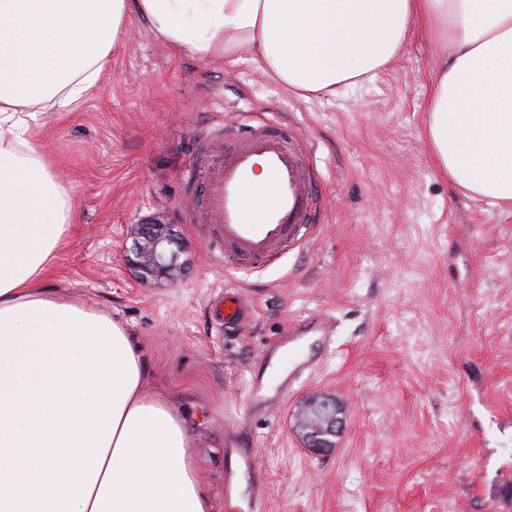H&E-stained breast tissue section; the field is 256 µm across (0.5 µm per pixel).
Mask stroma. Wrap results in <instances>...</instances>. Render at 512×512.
I'll return each instance as SVG.
<instances>
[{"instance_id": "obj_1", "label": "stroma", "mask_w": 512, "mask_h": 512, "mask_svg": "<svg viewBox=\"0 0 512 512\" xmlns=\"http://www.w3.org/2000/svg\"><path fill=\"white\" fill-rule=\"evenodd\" d=\"M438 50L416 36L371 83L304 98L253 64L201 61L132 20L99 88L28 135L72 211L48 290L87 301L135 335L151 390L184 418L212 512H228L233 435L258 450L263 498L241 512H512V212L455 191L424 137ZM268 113L297 136L325 208L302 249L237 272L206 252L198 187L206 140ZM174 224L183 273L139 278L129 225ZM249 317L216 323L211 299ZM327 315L331 340L283 400L239 399L265 347ZM335 399L322 452L292 418L305 395Z\"/></svg>"}]
</instances>
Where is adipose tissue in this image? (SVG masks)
<instances>
[{
  "label": "adipose tissue",
  "instance_id": "ef3b65f1",
  "mask_svg": "<svg viewBox=\"0 0 512 512\" xmlns=\"http://www.w3.org/2000/svg\"><path fill=\"white\" fill-rule=\"evenodd\" d=\"M134 19L325 97L424 33L441 56L424 103L441 174L512 208V0H0V512L211 509L131 332L43 286L71 208L29 123L72 111Z\"/></svg>",
  "mask_w": 512,
  "mask_h": 512
}]
</instances>
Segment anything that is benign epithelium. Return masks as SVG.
Listing matches in <instances>:
<instances>
[{"label": "benign epithelium", "instance_id": "7a95c632", "mask_svg": "<svg viewBox=\"0 0 512 512\" xmlns=\"http://www.w3.org/2000/svg\"><path fill=\"white\" fill-rule=\"evenodd\" d=\"M133 238L132 265L142 278L155 277L170 283L178 280L183 266L179 263L181 240L172 225L158 219H146L131 227ZM294 416L302 431L306 446L320 451L330 446L338 424L335 401L328 395L316 393L300 400Z\"/></svg>", "mask_w": 512, "mask_h": 512}]
</instances>
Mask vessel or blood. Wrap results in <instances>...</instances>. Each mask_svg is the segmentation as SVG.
<instances>
[{
	"instance_id": "obj_1",
	"label": "vessel or blood",
	"mask_w": 512,
	"mask_h": 512,
	"mask_svg": "<svg viewBox=\"0 0 512 512\" xmlns=\"http://www.w3.org/2000/svg\"><path fill=\"white\" fill-rule=\"evenodd\" d=\"M258 159L263 160L268 173V183L262 189L251 180ZM316 183L299 141L275 122L254 118L243 135L225 137L222 159L208 171L201 213L212 226L209 249L241 269L255 270L275 263L301 246L316 221L321 209ZM329 332L328 321L319 316L292 325L263 353L266 362H286L287 370L273 384L252 374L247 387L249 400L261 405L271 394L287 395L298 375L312 370L309 350L326 345ZM255 466L250 442L239 438L230 455L229 503L262 496Z\"/></svg>"
}]
</instances>
